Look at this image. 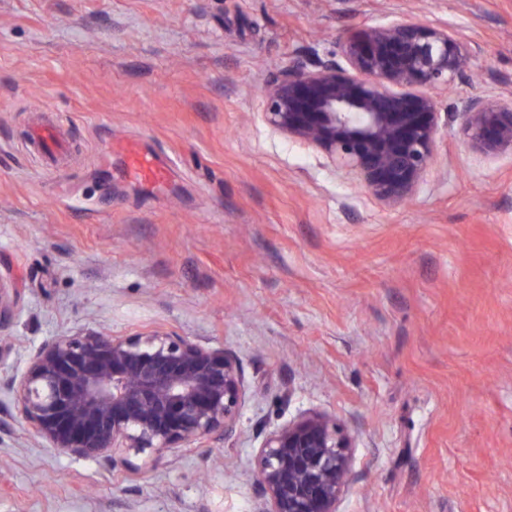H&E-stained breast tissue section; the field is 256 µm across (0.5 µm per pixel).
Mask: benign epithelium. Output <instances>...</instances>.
<instances>
[{"label": "benign epithelium", "instance_id": "benign-epithelium-1", "mask_svg": "<svg viewBox=\"0 0 512 512\" xmlns=\"http://www.w3.org/2000/svg\"><path fill=\"white\" fill-rule=\"evenodd\" d=\"M470 49L456 30L402 17L349 31L329 57H300L264 85L262 117L310 145L369 194L400 204L436 157V90L462 80ZM463 138L487 158L512 153V96L463 101ZM6 386L10 417L73 460L132 467L129 452L162 454L237 425L244 403L238 358L171 333L55 336L33 348ZM351 439L309 414L266 434L253 457L258 512H337L349 481Z\"/></svg>", "mask_w": 512, "mask_h": 512}]
</instances>
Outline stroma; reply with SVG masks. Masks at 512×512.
Here are the masks:
<instances>
[{
  "mask_svg": "<svg viewBox=\"0 0 512 512\" xmlns=\"http://www.w3.org/2000/svg\"><path fill=\"white\" fill-rule=\"evenodd\" d=\"M405 14L458 30L473 71L438 90L435 161L387 205L269 128L263 87ZM509 94L512 0H0V512H255L264 435L309 412L353 442L338 512H512V154L480 156L457 114ZM56 117L57 166L29 141ZM80 330L225 347L235 433L121 472L42 447L3 383ZM126 154V172L132 177L161 185L165 180V171L157 165L153 157L140 149L128 146L123 148Z\"/></svg>",
  "mask_w": 512,
  "mask_h": 512,
  "instance_id": "1",
  "label": "stroma"
}]
</instances>
